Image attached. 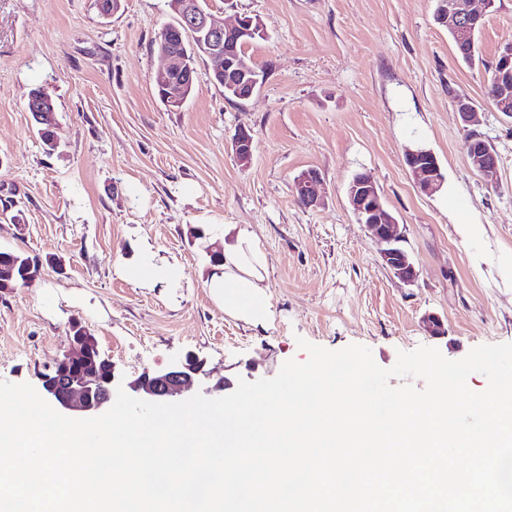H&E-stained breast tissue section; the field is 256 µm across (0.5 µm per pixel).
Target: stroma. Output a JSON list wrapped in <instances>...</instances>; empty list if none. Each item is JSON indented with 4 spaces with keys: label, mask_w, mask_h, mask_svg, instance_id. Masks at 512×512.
Here are the masks:
<instances>
[{
    "label": "stroma",
    "mask_w": 512,
    "mask_h": 512,
    "mask_svg": "<svg viewBox=\"0 0 512 512\" xmlns=\"http://www.w3.org/2000/svg\"><path fill=\"white\" fill-rule=\"evenodd\" d=\"M226 21L259 16L268 33L247 54L256 94L231 101L197 57L195 90L166 107L153 76L155 40L174 21L167 0H121L112 17L95 0H0V249L36 256L39 278L0 292V381L41 388L80 320L130 382L193 356L211 381L274 377L297 341L369 347L376 363L434 347L448 359L512 343V117L486 94L512 41V0L479 34L482 64L457 58L436 0H206ZM55 106V149L26 110L32 89ZM479 122L466 126L455 96ZM253 157L233 153L238 130ZM498 154L496 183L471 166L469 133ZM436 155L443 188H417L407 147ZM316 170L321 206L299 205L293 180ZM373 177L396 218L418 277L384 267L347 200L357 173ZM211 242L245 224L268 258L266 326L225 314L214 268L189 227ZM480 230L466 236L462 225ZM441 317L433 336L422 320Z\"/></svg>",
    "instance_id": "35a3bbf8"
}]
</instances>
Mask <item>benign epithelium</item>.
<instances>
[{"label": "benign epithelium", "instance_id": "benign-epithelium-1", "mask_svg": "<svg viewBox=\"0 0 512 512\" xmlns=\"http://www.w3.org/2000/svg\"><path fill=\"white\" fill-rule=\"evenodd\" d=\"M172 11L180 17V24L186 32L194 36L191 49L183 52H171L166 44H161L159 55L167 61L159 70L155 81L162 88V100L169 108L181 107L191 92V87L181 76L193 69V53L203 52L213 64V72L224 84L237 92V97L247 100L258 89L257 71L246 59L234 53L225 40L236 33L255 36L262 33L263 22L259 17L243 16L235 23L227 25L219 21L210 11L202 8L198 0H173ZM491 7L490 0H460L448 6L444 11V22L456 35L466 28L480 22ZM27 111L31 112L35 122L42 126L56 124L55 112L50 106L49 97L32 93L27 101ZM466 154L472 165L482 174L488 183L498 179V164L472 145L465 144ZM233 152L239 164L246 166L253 156V136L245 130H239L233 142ZM405 164L414 184L424 193L433 194L444 184V175L436 155L423 146L405 151ZM293 190L302 194L308 207H317L323 203L324 188L321 178L313 171L301 172L293 183ZM347 199L352 213L359 217L362 224L380 246V258L383 265L397 279L413 283L418 272L409 255L396 248L403 238V232L397 221L385 210L378 186L375 181L361 175L347 187ZM78 333L70 350L56 363V383L47 385V393L53 403L63 412H75L84 418L100 415L112 401V393L120 385L113 372L112 361L102 359L107 368V376L95 373L69 375L65 368L84 358L91 347L92 338L80 329V323H74ZM207 377L203 362L193 359L181 367H175L152 375L145 373L135 383L126 385L136 397L145 401L165 403L194 385V381Z\"/></svg>", "mask_w": 512, "mask_h": 512}]
</instances>
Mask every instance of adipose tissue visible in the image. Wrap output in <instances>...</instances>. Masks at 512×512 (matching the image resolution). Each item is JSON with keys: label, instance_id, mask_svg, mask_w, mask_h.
<instances>
[{"label": "adipose tissue", "instance_id": "1", "mask_svg": "<svg viewBox=\"0 0 512 512\" xmlns=\"http://www.w3.org/2000/svg\"><path fill=\"white\" fill-rule=\"evenodd\" d=\"M266 268L267 258L256 235L243 226L225 225L223 276L211 288L227 315L254 326L269 321Z\"/></svg>", "mask_w": 512, "mask_h": 512}]
</instances>
